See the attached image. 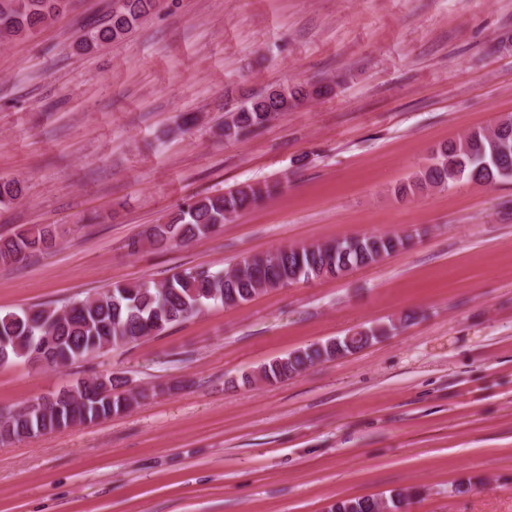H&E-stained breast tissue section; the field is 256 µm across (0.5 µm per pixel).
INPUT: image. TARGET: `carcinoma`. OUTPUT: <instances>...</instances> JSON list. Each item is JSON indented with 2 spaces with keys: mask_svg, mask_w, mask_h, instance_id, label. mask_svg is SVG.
Masks as SVG:
<instances>
[{
  "mask_svg": "<svg viewBox=\"0 0 512 512\" xmlns=\"http://www.w3.org/2000/svg\"><path fill=\"white\" fill-rule=\"evenodd\" d=\"M65 0H0V39L29 37L60 15ZM155 0H113L109 23L78 37L77 48L91 51L125 36L154 7ZM334 90L328 81L281 88L270 99L250 96L224 115V139L244 140L284 115L292 103ZM512 178V115L491 128L472 131L432 153L431 162L415 181L400 188L406 195L429 188H449L468 180L493 185ZM280 183L245 185L224 193L198 196L152 225L145 239L163 248L205 237L218 226L257 206ZM23 193L17 179L0 182V205ZM410 237L389 234L356 235L301 247H279L246 255L228 270L188 268L160 282L113 285L100 293L65 306L35 305L0 312V365L31 360L42 350L53 364L67 366L100 358L106 353L161 334L170 325L199 314L210 305H240L267 289L308 282L324 276L340 277L367 267L404 249ZM57 236L47 227H32L0 238V265L19 263L33 253L52 249ZM389 326H369L362 337L346 341L336 337L273 359L256 374H245L252 385L288 379L307 367L348 354L386 335ZM121 372L104 378L90 376L76 383L77 398L65 403L35 400L0 420V441L22 440L39 433L73 427L94 418H110L129 410L142 391H133ZM409 494L396 491L382 497L337 501L331 512H401Z\"/></svg>",
  "mask_w": 512,
  "mask_h": 512,
  "instance_id": "1",
  "label": "carcinoma"
}]
</instances>
